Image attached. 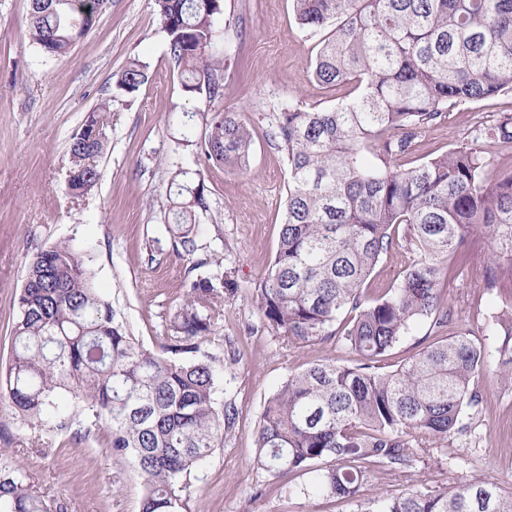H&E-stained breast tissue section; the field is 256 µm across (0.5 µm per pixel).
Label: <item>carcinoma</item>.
Instances as JSON below:
<instances>
[{
	"label": "carcinoma",
	"instance_id": "obj_1",
	"mask_svg": "<svg viewBox=\"0 0 512 512\" xmlns=\"http://www.w3.org/2000/svg\"><path fill=\"white\" fill-rule=\"evenodd\" d=\"M94 2L29 0L27 38L47 58L68 55L97 21ZM155 5L184 93L217 99L224 62L208 50L222 0ZM294 11L301 28L324 32L314 80L352 90L331 108L297 103L272 115L268 135L287 160L288 194L256 301L281 337L334 338L361 364L327 360L289 376L265 404L255 462L273 478L312 475L304 494L352 501L376 469L407 472L417 451L464 429V413L483 403L479 380L492 360L512 373V332L495 348L469 332L450 333L453 315L442 301L448 261L473 233L493 245L486 288H512V169L494 171L473 148L411 169L393 165L448 106L512 92V0H294ZM147 81V65L133 60L116 87L133 95ZM108 112L104 99L71 137L68 189L76 197L99 180ZM183 127L185 145L206 160L247 168L252 134L237 113L213 114L199 140ZM478 136L512 144V123ZM168 202L173 236L191 255L196 214L209 209L204 182L176 170ZM399 246L417 259L396 285L368 296L365 283ZM204 266L213 270L183 284L166 356L131 335L95 288L89 258L66 242L30 259L17 297L0 398L24 424L42 420L63 395L90 424L105 422L113 452L144 480L140 512H182L192 471L224 447L235 424L234 409L217 400L220 357L202 349L234 279L218 256L191 270ZM421 320L430 321L432 340L385 369V357ZM0 512L51 508L21 468L3 462ZM366 512H512V492L474 478L379 496Z\"/></svg>",
	"mask_w": 512,
	"mask_h": 512
}]
</instances>
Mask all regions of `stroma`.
I'll return each mask as SVG.
<instances>
[{
  "label": "stroma",
  "instance_id": "35a3bbf8",
  "mask_svg": "<svg viewBox=\"0 0 512 512\" xmlns=\"http://www.w3.org/2000/svg\"><path fill=\"white\" fill-rule=\"evenodd\" d=\"M29 0H0V364L11 354L16 297L29 260L67 242L92 256L95 283L129 331L160 351L183 300L194 261L220 256L236 280L216 316L205 348L223 352L218 398L234 406L236 422L221 448L194 470L184 512H361L358 503L308 496L299 475L271 479L257 468L256 430L266 400L290 376L325 360L353 366L357 355L332 341L295 344L272 330L254 288L276 252L284 219L288 169L266 136L272 113L300 101L334 106L345 91L312 78L320 35L302 29L292 0H223L211 52L227 63L223 96L210 103L185 96L154 0H110L93 29L59 59L43 58L24 33ZM148 66L149 80L133 96L119 94L114 73L128 61ZM113 98L110 137L97 185L75 198L66 191L69 142L86 113ZM236 112L252 127L249 165L239 171L206 161L180 142L177 114ZM512 116V92L478 104L448 107L423 131L408 169L451 148L486 151L497 169H512V147L474 141L476 126ZM199 174L209 209L198 214V249L177 252L168 230L171 173ZM489 245L466 240L462 262L444 283L458 331L484 335L491 314L512 311L507 293L486 288ZM483 404L465 416L466 431L420 455L404 473L372 472L362 498L425 485L443 490L481 478L512 489V378L492 368L481 381ZM19 464L34 490L58 512H139L143 482L127 458L114 455L105 425L75 416L65 429L24 425L0 401V461Z\"/></svg>",
  "mask_w": 512,
  "mask_h": 512
}]
</instances>
